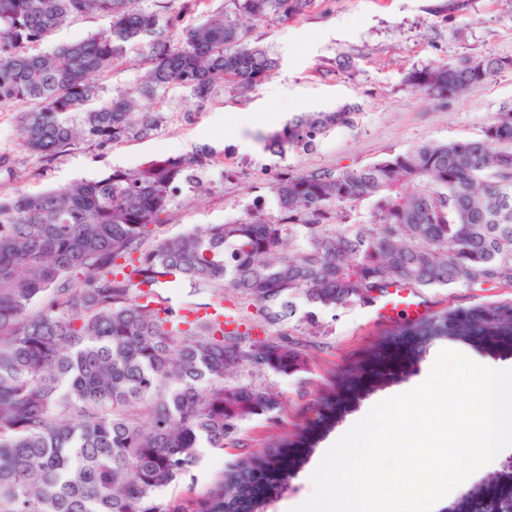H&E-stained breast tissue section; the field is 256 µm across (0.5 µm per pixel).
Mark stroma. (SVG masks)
<instances>
[{
  "mask_svg": "<svg viewBox=\"0 0 512 512\" xmlns=\"http://www.w3.org/2000/svg\"><path fill=\"white\" fill-rule=\"evenodd\" d=\"M106 26L97 15L75 17L36 49L45 52L74 43ZM249 36L278 62L254 91L241 96L224 89L200 103L184 88L169 89L154 104L164 119L145 138L108 147L82 144L44 160L20 147L15 108H0V152L11 153L16 160L14 175L0 174V194L18 189L40 193L96 180L115 169L135 168L147 160L204 149L216 177L204 178L198 189L175 198L161 233L175 236L197 225L235 220L256 205L266 219L274 220L279 210L269 192L273 181L255 165L264 156L257 137L279 130L297 115L333 112L347 104L358 108L351 124L330 129L312 148L285 146L281 168L291 175L366 166L424 141L476 139L498 112L512 106V70L448 100L421 95L405 81L410 72L448 62L490 55L512 58V0H313L294 18L251 25ZM149 66L145 56L129 52L100 78L104 98L135 88ZM414 295L430 317L446 309L512 300V285L418 289ZM220 305L227 319L250 327L253 337L300 338L307 345L308 362L303 371L290 376L256 373L243 365L226 377L229 385L271 389L281 407L245 423L237 446L203 449L191 479L167 491L166 500L174 505L185 507L200 498L246 453L259 452L278 437L312 424L322 391L343 389L348 373L363 368L382 334L393 326L379 318L374 301L314 310L300 299L292 317L276 324L265 323L257 307L243 303L233 291H225ZM444 347V342H437L419 361L400 366L381 356L390 380L360 393L347 407L340 427L378 402L404 393L430 370ZM324 450L320 442L305 455L288 493L271 512H286L288 503L312 494L310 476Z\"/></svg>",
  "mask_w": 512,
  "mask_h": 512,
  "instance_id": "obj_1",
  "label": "stroma"
}]
</instances>
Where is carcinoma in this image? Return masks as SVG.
I'll use <instances>...</instances> for the list:
<instances>
[{"label": "carcinoma", "mask_w": 512, "mask_h": 512, "mask_svg": "<svg viewBox=\"0 0 512 512\" xmlns=\"http://www.w3.org/2000/svg\"><path fill=\"white\" fill-rule=\"evenodd\" d=\"M144 0H0V106H16L22 147L51 158L82 143L143 138L162 120L147 105L170 88L198 102L229 85L245 95L276 67L248 43L240 19H284L312 0H226L224 12L183 24L202 0L165 19ZM107 27L50 53L32 52L67 20ZM144 80L110 100L91 77L131 50ZM512 60L414 71L417 91L447 100ZM356 112L346 106L288 122L269 146L308 147ZM204 157L167 156L40 194L0 198V512H170L166 491L222 448L243 422L280 408L275 393L224 385L243 362L290 375L306 364L292 336L245 340L216 315L163 296L179 288L260 306L268 323L302 297L324 309L392 287L474 288L512 283V108L482 137L423 142L371 165L288 176L270 190L279 218L259 214L156 235L175 193ZM371 204L367 224L349 211ZM512 351V302L402 321L382 347L412 361L436 341ZM352 394L321 399L311 427L248 454L191 512H268L301 454ZM447 512H512V468L469 489Z\"/></svg>", "instance_id": "obj_1"}]
</instances>
